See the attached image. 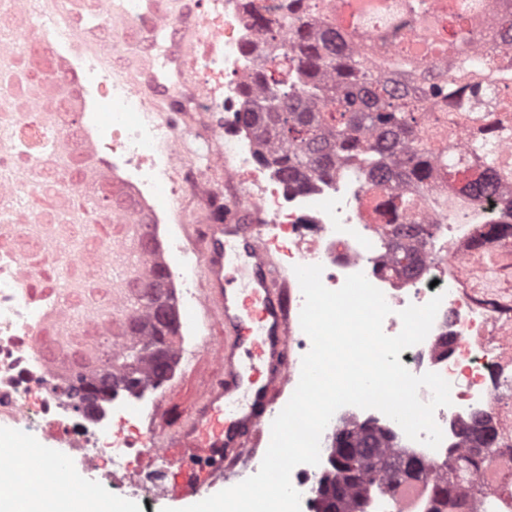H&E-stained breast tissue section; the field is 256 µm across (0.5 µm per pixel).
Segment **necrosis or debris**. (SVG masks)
<instances>
[{
    "instance_id": "obj_1",
    "label": "necrosis or debris",
    "mask_w": 512,
    "mask_h": 512,
    "mask_svg": "<svg viewBox=\"0 0 512 512\" xmlns=\"http://www.w3.org/2000/svg\"><path fill=\"white\" fill-rule=\"evenodd\" d=\"M245 0H214L202 26L206 50L199 65L207 78L206 104L225 110L240 104V85L254 74L262 47L247 20ZM84 82L95 84L111 105L109 118L91 153H110L112 172L139 203L208 193L202 179L175 181L168 163L155 154L158 141L177 148L179 136L145 112L133 89L106 85L96 69H87ZM256 146L250 137L215 138L210 161L220 164L225 154L238 160L247 202L269 218L268 232L289 266L323 267L322 282L339 289L347 276L363 273L380 289L392 308L384 323L386 334L401 330L399 310L424 305L433 295L443 301L427 337L403 350L400 362L415 375L441 374L451 384V403L438 408L435 421L443 432L438 448L412 441L392 419L375 409L340 408L324 430L320 446L329 448L335 431L345 423L370 421L396 435L403 451L430 464L428 477L395 490L390 497L371 498V512H398L408 498L407 512H428L432 478L466 479L448 512H512V233L495 226L501 210L512 207V192L480 204L459 190L454 178L445 179L442 192L450 210L434 215L418 235L395 234L382 195L369 191L356 171L337 174L331 181L313 182L310 189L288 190L269 168L256 165ZM21 227L0 224V429L20 436L12 461L24 466L36 444L57 443L69 461L66 478L94 471L95 493L111 498L138 495L156 503L170 478L164 461L135 469L138 455L132 437L114 429L126 400L103 402L92 415L78 412L66 393L82 356L107 344L106 312L60 335L65 307L54 288H33L16 247ZM492 421L497 442L490 453L479 454V470L461 471L459 447L478 418Z\"/></svg>"
}]
</instances>
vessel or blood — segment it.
I'll return each instance as SVG.
<instances>
[{
  "instance_id": "obj_1",
  "label": "vessel or blood",
  "mask_w": 512,
  "mask_h": 512,
  "mask_svg": "<svg viewBox=\"0 0 512 512\" xmlns=\"http://www.w3.org/2000/svg\"><path fill=\"white\" fill-rule=\"evenodd\" d=\"M170 0H59L64 34L81 41L101 63L114 42L150 45L162 30L175 32L179 69L194 66L192 40L178 36ZM265 224H199L206 245L207 282L199 305L221 327L209 346L217 374L190 421L158 450L140 457L147 467L180 449L182 457L164 496L179 503L237 480L275 417L290 383L291 289L275 262Z\"/></svg>"
}]
</instances>
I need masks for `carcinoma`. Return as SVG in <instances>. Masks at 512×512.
I'll return each mask as SVG.
<instances>
[{
	"label": "carcinoma",
	"instance_id": "cac0c4a2",
	"mask_svg": "<svg viewBox=\"0 0 512 512\" xmlns=\"http://www.w3.org/2000/svg\"><path fill=\"white\" fill-rule=\"evenodd\" d=\"M332 0H281L274 18L263 0H249L247 13L267 45L261 70L243 84L236 123L261 146L258 162L273 166L284 184L300 188L312 177L329 179L336 165L353 162L369 188L383 192L403 224H426L423 203L443 180L446 142L466 123L475 128L465 147L486 176L465 180L473 197L491 198L512 186V153L501 144L512 137V71L499 61L512 55V0H389L376 17L343 25ZM31 19L16 0H0V94L24 113L0 153V175L9 179L0 202V224H67L69 234L18 242L31 270V284L68 288L57 256L110 241L122 254L86 282L107 308L108 292L121 289V311L108 336L127 341L108 352L98 382L76 373L70 391L98 401L110 387L137 389L150 375L161 385L168 373L153 353L157 298L148 292L162 278L171 282L156 236L142 234L135 204L112 198V176L95 156L75 148L65 131H81L76 76L64 79L59 56L38 38L21 41L18 30ZM424 30L428 52L419 54L413 27ZM467 42L474 54L455 51ZM350 449L317 487L320 512H328V487L341 493L335 512L352 490L370 478L384 493L402 480L385 460L391 438L360 430L339 434Z\"/></svg>",
	"mask_w": 512,
	"mask_h": 512
}]
</instances>
